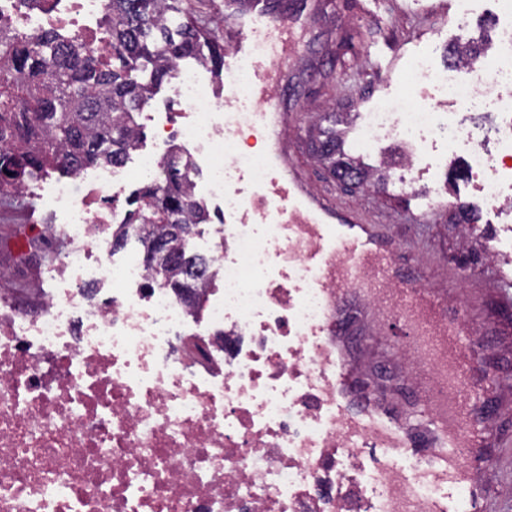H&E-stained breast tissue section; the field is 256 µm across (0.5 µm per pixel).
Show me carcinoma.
Masks as SVG:
<instances>
[{"instance_id":"obj_1","label":"carcinoma","mask_w":512,"mask_h":512,"mask_svg":"<svg viewBox=\"0 0 512 512\" xmlns=\"http://www.w3.org/2000/svg\"><path fill=\"white\" fill-rule=\"evenodd\" d=\"M183 0H107L112 36L109 66L92 59L54 31L0 43V187L20 193L51 169L74 174L88 166L127 159L139 139L136 117L176 60L194 55L211 65L224 63V46L195 21L168 27L169 13ZM482 50L448 49V58L473 61ZM151 66L150 80L138 81V65ZM317 158L332 176L356 186L373 174L343 157L336 130L317 127L310 137ZM191 163L170 149L156 177L137 194L129 218L112 231V250L135 236L155 281L188 302L202 283L206 260L185 250L197 225L209 221L197 200Z\"/></svg>"}]
</instances>
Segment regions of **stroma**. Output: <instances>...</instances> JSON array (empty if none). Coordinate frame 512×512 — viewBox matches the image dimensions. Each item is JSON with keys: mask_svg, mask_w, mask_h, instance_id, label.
I'll return each mask as SVG.
<instances>
[{"mask_svg": "<svg viewBox=\"0 0 512 512\" xmlns=\"http://www.w3.org/2000/svg\"><path fill=\"white\" fill-rule=\"evenodd\" d=\"M459 0H307L305 10L286 17L293 30L286 51L261 45L259 57L275 76L280 98V150L306 187L327 194L341 209L360 212L369 221L385 225L398 242L397 259L420 265L427 287L447 290L449 296L477 295L472 327L483 341L475 352L480 362L494 366L502 384L497 387L495 411L500 424L512 427V317L503 314L495 296L498 275L512 277V233L498 224L473 188L463 154L442 165L425 157L428 170L408 188L389 184L385 190L348 188L319 163L309 147V135L318 115H336V133L351 137L361 112L376 101L408 91L415 102L434 106L440 98L427 79L406 84L404 70L415 56L430 57L434 69L447 68L449 46L473 39L494 40L493 0H477L469 34L454 24ZM196 70L215 88H223V73L200 65L193 57L179 61L139 114L144 139L127 160L135 168L140 155L155 152L157 137L152 115L186 111L174 92L178 73ZM51 173L26 184L23 201L0 210V291L23 304L41 300L40 289L53 287L52 268L67 249L57 234L60 217L46 199L48 187L59 180ZM444 188L469 205L473 224L463 228L452 220L455 206L434 205L425 222L410 217L422 208L436 188ZM45 229L40 249H27L24 230ZM498 242L502 253L489 257L485 245Z\"/></svg>", "mask_w": 512, "mask_h": 512, "instance_id": "obj_1", "label": "stroma"}]
</instances>
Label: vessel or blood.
<instances>
[{
	"mask_svg": "<svg viewBox=\"0 0 512 512\" xmlns=\"http://www.w3.org/2000/svg\"><path fill=\"white\" fill-rule=\"evenodd\" d=\"M261 39L273 47L288 44L285 24L267 16L264 0H253L235 46L224 55L225 96H238L231 79L241 64L253 60ZM272 80L266 70L250 86L264 104L265 122L278 108L277 97L267 90ZM245 199L246 216L255 222L276 213L288 237V263L304 254L316 273V287L334 286L337 309H344L354 292L361 299L389 304L398 311L418 355L402 383L420 407L411 413L352 379L353 354L345 336H337L327 363L335 370L336 420L345 443L381 449L379 462L384 466L416 441L436 446V454L420 459L424 475L466 488L467 512H493L484 475L495 466L494 449L504 447L505 441L493 422L488 395L493 376L472 355L475 338L466 327L469 302L451 303L425 288L419 272L395 263L393 242L381 225L368 223L354 211L335 210L327 195L307 190L294 170L269 165L265 185L250 187Z\"/></svg>",
	"mask_w": 512,
	"mask_h": 512,
	"instance_id": "1",
	"label": "vessel or blood"
}]
</instances>
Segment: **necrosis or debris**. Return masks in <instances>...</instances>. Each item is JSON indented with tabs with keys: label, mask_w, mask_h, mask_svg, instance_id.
<instances>
[{
	"label": "necrosis or debris",
	"mask_w": 512,
	"mask_h": 512,
	"mask_svg": "<svg viewBox=\"0 0 512 512\" xmlns=\"http://www.w3.org/2000/svg\"><path fill=\"white\" fill-rule=\"evenodd\" d=\"M105 11V0H0V22L16 33L65 28L102 61L113 53ZM495 15L497 38L470 79L434 72L424 56L409 62L449 111L380 100L361 113L353 146L403 143V186L435 144L464 152L486 206L509 225L512 0H495ZM175 92L193 112L158 116V150L133 173L153 175L174 144L205 150L209 194L241 213L234 171L248 168L259 185L266 177L260 155L241 152L231 134L247 113L214 112L213 90L190 71ZM481 100L498 114L489 148L455 113ZM129 174L112 166L90 198L56 183L51 204L74 242L57 288L34 311L0 294V512H388L394 479L361 464L365 449L343 447L336 423L317 337L334 317L328 291L302 262L296 295L270 285L281 270L271 255L288 252L278 224L224 225L202 251L218 285L190 307L143 262H111L106 224Z\"/></svg>",
	"instance_id": "obj_1"
}]
</instances>
